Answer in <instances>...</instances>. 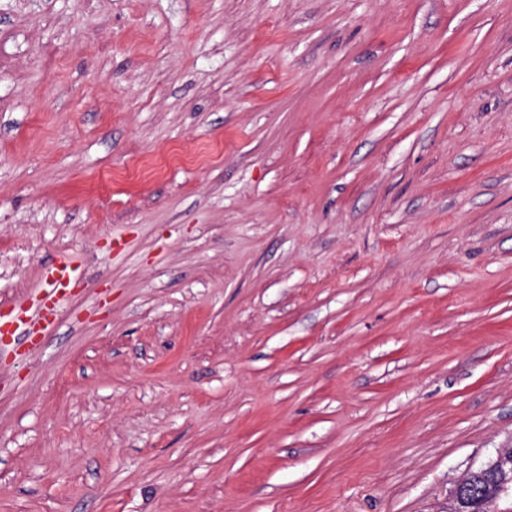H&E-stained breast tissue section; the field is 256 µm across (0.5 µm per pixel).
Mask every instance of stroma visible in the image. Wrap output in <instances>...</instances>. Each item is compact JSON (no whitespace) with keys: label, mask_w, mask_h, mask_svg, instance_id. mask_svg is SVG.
<instances>
[{"label":"stroma","mask_w":512,"mask_h":512,"mask_svg":"<svg viewBox=\"0 0 512 512\" xmlns=\"http://www.w3.org/2000/svg\"><path fill=\"white\" fill-rule=\"evenodd\" d=\"M0 512H446L512 448V0H0ZM73 262L61 258L46 269L47 288L44 289L41 302L38 307V315L48 319L56 313L60 294L65 288L71 285V269Z\"/></svg>","instance_id":"obj_1"}]
</instances>
